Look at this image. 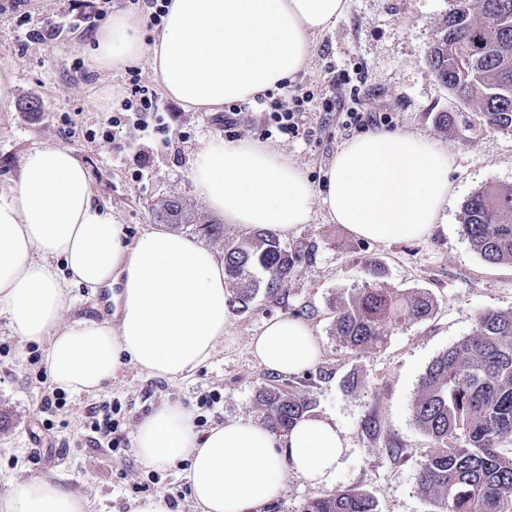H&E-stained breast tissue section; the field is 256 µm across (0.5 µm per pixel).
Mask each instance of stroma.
<instances>
[{
	"label": "stroma",
	"mask_w": 512,
	"mask_h": 512,
	"mask_svg": "<svg viewBox=\"0 0 512 512\" xmlns=\"http://www.w3.org/2000/svg\"><path fill=\"white\" fill-rule=\"evenodd\" d=\"M448 7V0H348L345 13L317 35L306 69L287 87L270 91L287 107L296 96L312 94L305 122L314 127L313 136L267 127L264 113L249 101L241 105L238 125L228 129L223 113L188 111L162 96L172 114L166 136L126 125L112 137L107 120L130 94L127 70L97 69L95 40L80 27L52 42L27 40L29 24H22L11 0H0V67H9L16 81L12 110L0 112V190L14 185L30 150L47 144L71 149L87 168L99 202L114 209L133 238L153 226L150 206L162 197L184 199L209 215L193 190L192 168L195 153L216 137L249 138L280 150L319 190L335 153L358 134L326 104L351 97L355 84L360 92L351 97L352 108L379 118L381 129L416 132L447 150L450 183L442 223L419 240L359 238L314 205L310 222L281 239L294 250L314 246L312 259L300 263L280 300L260 298L247 312L235 313L223 345L185 377L156 378L128 366L101 391L67 393L62 409L41 413L42 399L57 391L34 363L47 347L22 343L0 309V493L12 481L43 477L80 490L89 512H132L148 495L170 500V512H195L183 465L150 469L139 462L133 448L137 424L167 400L190 408L201 436L241 417L260 422L259 388L283 385L313 399L314 415L336 425L344 452L325 482L289 473L263 512H301L307 502L339 490L370 493L380 512H431L417 487L420 462L432 446L411 414L419 379L433 359L471 334L479 314L512 310V264L486 263L460 231L462 206L472 193L512 185V134L479 126L474 108L459 103L430 69L426 53ZM340 77L345 85H337ZM442 112L456 117L446 131L437 123ZM371 260L382 264L386 287L427 291L436 309L429 319L392 331L379 350L354 354L331 333V305L360 287ZM70 296L71 317L119 315L106 292L75 286ZM276 316L312 328L323 374L286 378L254 358L251 338ZM351 376L352 387L345 383ZM205 395L210 404H202ZM102 402L112 405L108 449L86 441L87 409Z\"/></svg>",
	"instance_id": "1"
}]
</instances>
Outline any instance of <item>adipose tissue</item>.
Here are the masks:
<instances>
[{"label": "adipose tissue", "mask_w": 512, "mask_h": 512, "mask_svg": "<svg viewBox=\"0 0 512 512\" xmlns=\"http://www.w3.org/2000/svg\"><path fill=\"white\" fill-rule=\"evenodd\" d=\"M347 0H166L161 28L144 41L142 19L115 10L93 58L119 70L149 58L162 91L185 109L216 112L285 84L305 68L315 38ZM195 193L226 223L285 234L308 223L314 203L359 237L395 242L429 235L448 198V153L422 135L371 130L336 153L323 192L283 154L251 139L209 140L196 153ZM119 286L118 322L66 321L70 288ZM224 263L209 248L161 229L127 239L99 205L70 149L27 152L17 182L0 190V307L22 341L46 344L54 385L94 393L131 364L161 378L207 361L232 321ZM266 369L289 376L320 348L306 323L277 317L252 337ZM146 466H187L199 512H261L288 471L312 482L336 471L343 441L319 417L275 436L240 418L198 437L183 405L165 402L137 426ZM87 498L48 478L10 484L0 512H86Z\"/></svg>", "instance_id": "obj_1"}]
</instances>
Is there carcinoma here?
<instances>
[{"instance_id": "carcinoma-1", "label": "carcinoma", "mask_w": 512, "mask_h": 512, "mask_svg": "<svg viewBox=\"0 0 512 512\" xmlns=\"http://www.w3.org/2000/svg\"><path fill=\"white\" fill-rule=\"evenodd\" d=\"M448 15L427 52L438 81L465 105L477 107L479 123L512 133V0H449ZM154 219L175 231L200 234L221 244L228 303L248 310L258 297L277 300L302 257L268 231L224 239V225L195 214L186 201L163 199ZM461 232L489 264L512 263V187L486 186L464 203ZM361 287L336 299L332 334L355 354L381 347L389 333L433 315L435 301L421 290L394 292L381 282L382 266L369 263ZM267 427L284 435L312 415L305 394L280 388L258 393ZM417 428L433 447L417 476L432 512H512V311L481 313L470 336L436 357L421 377L412 404ZM302 512H379L378 502L358 490L310 501Z\"/></svg>"}]
</instances>
